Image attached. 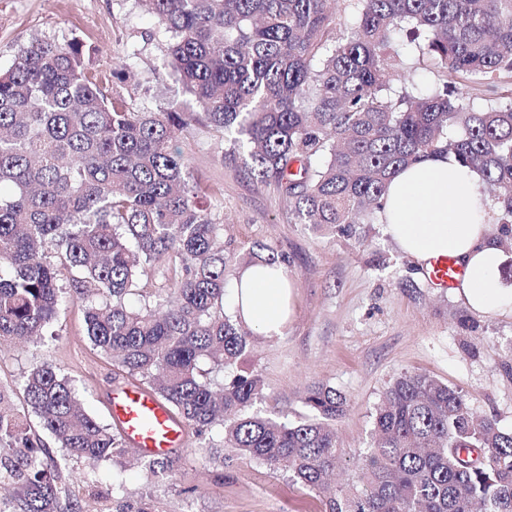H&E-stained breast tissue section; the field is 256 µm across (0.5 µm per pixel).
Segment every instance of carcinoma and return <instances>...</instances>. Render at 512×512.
<instances>
[{"instance_id":"carcinoma-1","label":"carcinoma","mask_w":512,"mask_h":512,"mask_svg":"<svg viewBox=\"0 0 512 512\" xmlns=\"http://www.w3.org/2000/svg\"><path fill=\"white\" fill-rule=\"evenodd\" d=\"M138 2L168 38L185 109L108 98L87 71L93 48L76 37H34L0 70V341L44 335L75 297L116 375L165 400L212 463L226 461L219 437L318 491L342 456L335 423L346 397L319 384L311 415L295 422L255 409L264 380L243 367L250 345L224 310V224L175 142L205 123L224 139V159L275 186L297 223L332 227L376 223L397 170L452 156L481 173L500 242L511 241L512 0ZM401 46L435 70L427 93L399 72ZM172 257L173 287L144 292L141 278ZM22 385L41 432L0 392V473L17 488L12 512H57L70 489L44 437L88 465L132 449L56 367L33 368ZM136 461L155 475L171 466L140 452ZM112 507L154 512L120 483ZM326 507L512 512V432L474 418L447 384L405 374L375 410L352 487Z\"/></svg>"}]
</instances>
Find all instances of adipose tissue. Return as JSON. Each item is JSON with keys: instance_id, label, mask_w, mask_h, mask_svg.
Segmentation results:
<instances>
[{"instance_id": "obj_1", "label": "adipose tissue", "mask_w": 512, "mask_h": 512, "mask_svg": "<svg viewBox=\"0 0 512 512\" xmlns=\"http://www.w3.org/2000/svg\"><path fill=\"white\" fill-rule=\"evenodd\" d=\"M478 171L454 158L432 156L392 178L384 217L401 253L417 269L450 254L465 269L455 295L483 315H512V289L499 277L505 260L500 227L491 219V199ZM293 283L283 267L240 270L230 303L243 324L272 339L283 336L292 312Z\"/></svg>"}]
</instances>
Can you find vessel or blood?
Listing matches in <instances>:
<instances>
[{
    "instance_id": "1",
    "label": "vessel or blood",
    "mask_w": 512,
    "mask_h": 512,
    "mask_svg": "<svg viewBox=\"0 0 512 512\" xmlns=\"http://www.w3.org/2000/svg\"><path fill=\"white\" fill-rule=\"evenodd\" d=\"M463 276V267L452 256L431 262L429 278L437 286L454 288ZM110 403L112 418L128 444L157 456L181 447L184 425L158 396L125 386L112 390Z\"/></svg>"
}]
</instances>
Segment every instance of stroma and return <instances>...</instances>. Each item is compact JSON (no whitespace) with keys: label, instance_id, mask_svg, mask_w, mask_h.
Instances as JSON below:
<instances>
[{"label":"stroma","instance_id":"stroma-1","mask_svg":"<svg viewBox=\"0 0 512 512\" xmlns=\"http://www.w3.org/2000/svg\"><path fill=\"white\" fill-rule=\"evenodd\" d=\"M34 37L57 43L77 37L96 52L89 68H129L128 78L108 87L134 108L177 107L182 96L167 65V40L137 0H0V69ZM191 181L208 191L206 205L224 222L233 256L224 271L233 286L237 271L266 246L288 258L294 312L284 336L250 333L253 363L265 389L260 404L270 416L297 421L309 413L305 398L325 384L345 395L336 422L343 455L338 485L352 483L370 445L373 414L388 387L411 372H425L461 391L470 410L512 431V316H483L454 292L432 288L416 274L384 224H358L344 234L295 223L275 187L253 181L240 164L224 158L216 133L194 125L178 138ZM51 364L83 392L89 414L111 424L114 367L87 337L84 306L63 307L47 336L24 345H0V391L28 424H36L20 385L23 375ZM167 478L127 459L89 466L61 458L73 476L61 512H112V478L121 476L133 498L152 499L157 512H325L324 495L287 474L240 457L216 471L196 453L193 431Z\"/></svg>","mask_w":512,"mask_h":512}]
</instances>
